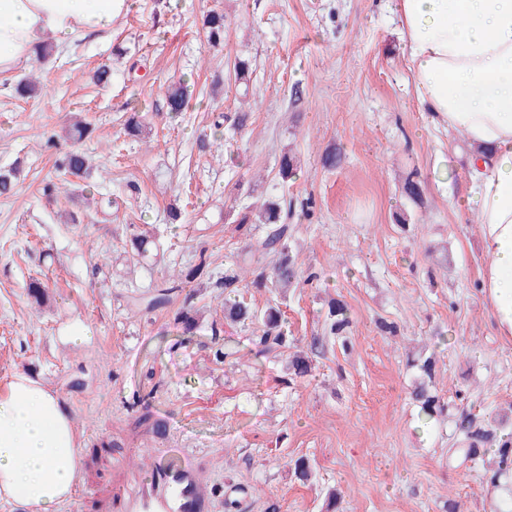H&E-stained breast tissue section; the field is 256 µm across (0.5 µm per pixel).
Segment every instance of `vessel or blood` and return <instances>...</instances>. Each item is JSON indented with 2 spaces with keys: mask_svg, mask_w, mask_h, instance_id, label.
<instances>
[{
  "mask_svg": "<svg viewBox=\"0 0 512 512\" xmlns=\"http://www.w3.org/2000/svg\"><path fill=\"white\" fill-rule=\"evenodd\" d=\"M208 497L196 471L167 456L154 457L135 488L113 491L108 512H206Z\"/></svg>",
  "mask_w": 512,
  "mask_h": 512,
  "instance_id": "obj_1",
  "label": "vessel or blood"
}]
</instances>
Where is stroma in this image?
Masks as SVG:
<instances>
[{
  "label": "stroma",
  "instance_id": "obj_1",
  "mask_svg": "<svg viewBox=\"0 0 512 512\" xmlns=\"http://www.w3.org/2000/svg\"><path fill=\"white\" fill-rule=\"evenodd\" d=\"M212 10L225 16L216 46L202 26ZM400 29L392 0H134L56 62L0 73V168L20 166L0 196V395L20 373L59 393L81 455V495L59 512H78L82 497L104 504L126 476L121 462L155 448L196 466L210 512H224L239 482L254 489L252 512H326L331 489L340 512H443L450 498L485 512L484 468L449 466L448 450L462 411L512 430V340L478 293L479 227L461 207L466 145L422 111ZM238 57L251 64L245 85ZM100 66L104 84L91 79ZM29 74L42 90L24 98L16 86ZM179 80L188 102L175 117L166 94ZM131 112L144 138L125 135ZM75 114L91 129L78 141L66 136ZM72 148L92 157L91 177L59 168ZM329 151L336 167L323 163ZM286 153L298 169L285 185ZM409 175L415 202L402 190ZM49 181L61 192L44 195ZM279 196L304 278L278 300L266 288L241 294L260 309L276 300L299 349L323 337L311 375L296 380L286 358L254 354L251 328L225 324L223 289H198L203 317L189 331L174 308L131 304L199 253L216 273L234 267L264 232L240 215ZM176 200L185 209L170 225ZM136 232L153 235L155 257L133 258ZM33 279L48 288L43 303L26 293ZM333 298L350 313L345 348L326 334ZM78 328L84 341H67ZM414 345L436 354L448 409L427 425L410 397ZM224 348L235 355L221 362ZM158 420L165 436L151 431ZM302 456L306 481L293 471Z\"/></svg>",
  "mask_w": 512,
  "mask_h": 512
}]
</instances>
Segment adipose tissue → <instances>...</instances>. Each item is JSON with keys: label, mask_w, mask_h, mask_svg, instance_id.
<instances>
[{"label": "adipose tissue", "mask_w": 512, "mask_h": 512, "mask_svg": "<svg viewBox=\"0 0 512 512\" xmlns=\"http://www.w3.org/2000/svg\"><path fill=\"white\" fill-rule=\"evenodd\" d=\"M128 0H0V72L111 29ZM417 99L470 147L464 207L487 259L480 291L512 338V0H395ZM76 434L56 394L19 374L0 396V501L58 512L80 477Z\"/></svg>", "instance_id": "1"}]
</instances>
